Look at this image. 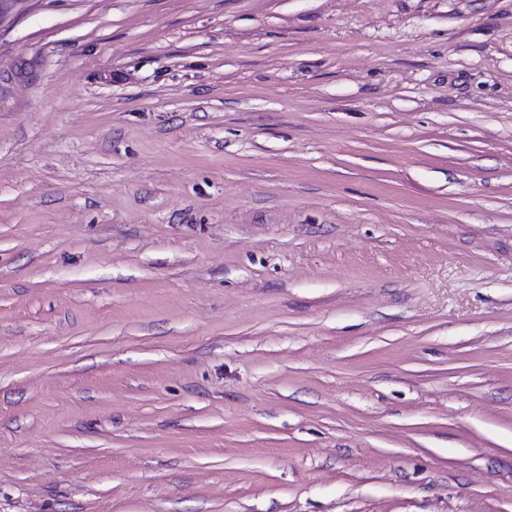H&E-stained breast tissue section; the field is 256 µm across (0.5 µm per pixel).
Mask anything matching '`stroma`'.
I'll use <instances>...</instances> for the list:
<instances>
[{"label":"stroma","instance_id":"obj_1","mask_svg":"<svg viewBox=\"0 0 512 512\" xmlns=\"http://www.w3.org/2000/svg\"><path fill=\"white\" fill-rule=\"evenodd\" d=\"M0 512H512V0H9Z\"/></svg>","mask_w":512,"mask_h":512}]
</instances>
